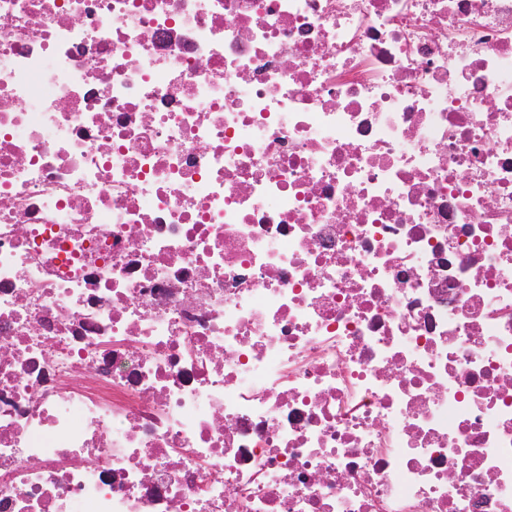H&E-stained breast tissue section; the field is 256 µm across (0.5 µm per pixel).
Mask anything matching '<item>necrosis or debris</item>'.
Wrapping results in <instances>:
<instances>
[{"label":"necrosis or debris","mask_w":512,"mask_h":512,"mask_svg":"<svg viewBox=\"0 0 512 512\" xmlns=\"http://www.w3.org/2000/svg\"><path fill=\"white\" fill-rule=\"evenodd\" d=\"M0 512H512V0H0Z\"/></svg>","instance_id":"4bbe7bcc"}]
</instances>
